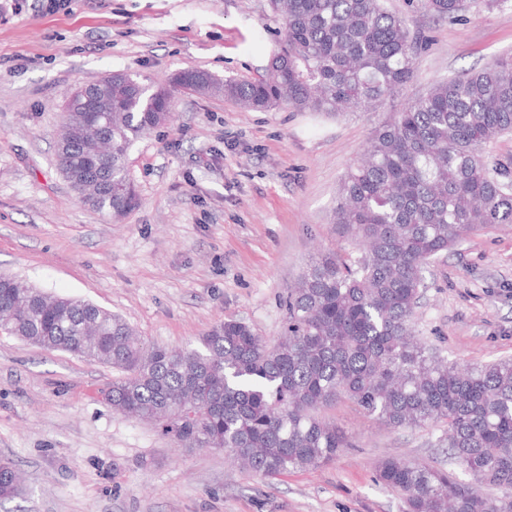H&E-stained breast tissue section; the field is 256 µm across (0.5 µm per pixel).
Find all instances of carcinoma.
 I'll return each instance as SVG.
<instances>
[{"label":"carcinoma","mask_w":512,"mask_h":512,"mask_svg":"<svg viewBox=\"0 0 512 512\" xmlns=\"http://www.w3.org/2000/svg\"><path fill=\"white\" fill-rule=\"evenodd\" d=\"M284 20L266 76L218 81L204 71L150 85L131 74L98 84L100 111L70 101L57 146L60 170L92 209L121 217L138 204L127 177L133 141L167 124L171 88L224 96L245 107L365 112L414 75L419 41L382 0H269ZM476 0H423L457 20ZM512 132V54L437 81L374 130L349 168L331 223L355 233L362 255L322 253L288 289L282 336L269 344L229 319L200 346L169 349L134 337L121 318L89 302L48 295L0 275V327L32 344L121 372L113 410L158 421L184 448H217L272 477L315 469L351 446L318 416L354 401L392 427L440 424L448 458L474 482L431 464L386 458L378 480L403 512H512V359L450 363L410 330L421 269L464 237L512 224V167L485 147ZM20 490L0 461V500Z\"/></svg>","instance_id":"obj_1"}]
</instances>
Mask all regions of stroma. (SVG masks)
I'll return each instance as SVG.
<instances>
[{
  "label": "stroma",
  "mask_w": 512,
  "mask_h": 512,
  "mask_svg": "<svg viewBox=\"0 0 512 512\" xmlns=\"http://www.w3.org/2000/svg\"><path fill=\"white\" fill-rule=\"evenodd\" d=\"M423 41L414 77L366 112L325 115L175 94L172 120L138 140L140 203L115 219L70 188L56 157L65 103L115 71L163 84L184 70L250 81L282 45L268 0H71L0 14V274L126 321L145 343L195 347L227 319L266 342L308 262L359 248L330 216L372 130L437 80L512 53V0L436 18L383 0ZM417 335L449 360L512 358V224L459 241L423 272ZM111 367L0 334V458L25 484L0 512H402L377 483L386 457L448 464L441 427L392 428L342 399L321 409L354 445L276 478L217 450L185 451L160 426L115 412Z\"/></svg>",
  "instance_id": "1"
}]
</instances>
